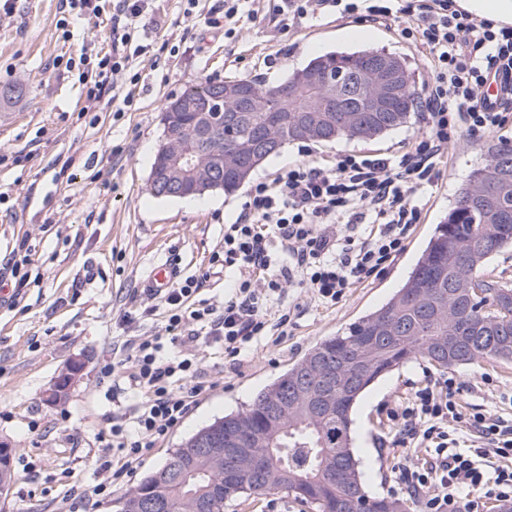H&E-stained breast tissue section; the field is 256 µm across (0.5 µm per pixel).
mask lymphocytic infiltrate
I'll return each instance as SVG.
<instances>
[{
	"mask_svg": "<svg viewBox=\"0 0 512 512\" xmlns=\"http://www.w3.org/2000/svg\"><path fill=\"white\" fill-rule=\"evenodd\" d=\"M152 0H112V48L97 55L68 57L78 70L86 111L104 96L119 111L134 110L126 93L137 84L133 60L152 52L135 44L140 21ZM406 18L401 37L426 52L430 79L421 103L426 126L402 156L338 154L334 169L308 162L289 166L273 180L252 186L236 220L224 227V249L214 262L236 272L222 306L200 299L206 275L175 281L163 298L165 333L139 338L104 366L107 375L128 373L143 399L117 412L107 430L108 445L122 464L87 497L110 494L145 452L177 427L209 387L197 357L199 345L218 343L236 361L262 340L284 339L292 320L282 305L286 288L299 284L326 304L348 288L379 274L406 246L421 219L423 197L439 178V162L461 132L495 130L512 112V26L495 25L461 9L457 0H279L275 14L289 25L321 14L355 16L382 23ZM502 79L503 95L489 101L490 79ZM369 233H361L362 225ZM460 386L451 376L416 386L412 397L388 412L396 448H425L426 466L401 469L396 482L419 497L423 512H445L476 491L495 500L512 498V468H490V455L512 456V422L482 413L464 414Z\"/></svg>",
	"mask_w": 512,
	"mask_h": 512,
	"instance_id": "obj_1",
	"label": "lymphocytic infiltrate"
}]
</instances>
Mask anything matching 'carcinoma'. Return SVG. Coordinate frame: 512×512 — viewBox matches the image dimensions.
Instances as JSON below:
<instances>
[{
    "mask_svg": "<svg viewBox=\"0 0 512 512\" xmlns=\"http://www.w3.org/2000/svg\"><path fill=\"white\" fill-rule=\"evenodd\" d=\"M381 50L330 52L311 60L304 68L282 82L269 85L259 77L223 81L224 86L239 85L259 94L265 112L240 113L233 123V137L244 146L253 143L260 121L273 117L280 122L274 130L277 148L260 160L242 155L238 174H224V193H234L269 157L299 140L287 123L296 116L294 102H285L283 92L295 85L306 72L341 73L345 77L344 102L348 112L335 113L336 124L322 129L313 142L341 139L372 141L404 126L416 107L418 88L415 71L401 59L406 98L394 112H363L359 95L358 69ZM217 88L214 80H204L184 89L179 98L203 101ZM488 160L473 172L462 187L445 221L438 225L405 283L382 307L371 311L340 333L329 336L308 350L301 359L264 387L242 410L215 419L184 439L168 453L164 466L144 475L138 487L155 490L167 501L169 512H198L196 501L188 497L194 485L206 486L224 481L227 463L193 452L186 444L212 435L224 437L244 432L268 434L271 423L262 416L261 404L270 397L314 383L318 376L306 369L315 352L320 351L337 362L355 359L365 350L363 337L388 336L383 344L372 343L365 365L357 373L353 386L340 390L341 406L318 420L312 417L304 399L288 407L284 426L276 434V456L268 469L260 473L238 474L233 491L209 500L208 512H224L231 502L240 504L263 497L261 486L281 490L313 512H351L348 500L357 496L360 512H384L386 503L408 512L407 502L375 496L366 490L358 459L353 452L352 412L362 393L378 378L413 358L426 359L441 368L453 366L452 358L435 360L430 354L433 336L470 337L469 359L511 360L498 346V337H512V284L493 275L487 261L512 245V143L505 140L486 147Z\"/></svg>",
    "mask_w": 512,
    "mask_h": 512,
    "instance_id": "carcinoma-1",
    "label": "carcinoma"
}]
</instances>
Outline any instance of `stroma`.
<instances>
[{"label": "stroma", "instance_id": "1", "mask_svg": "<svg viewBox=\"0 0 512 512\" xmlns=\"http://www.w3.org/2000/svg\"><path fill=\"white\" fill-rule=\"evenodd\" d=\"M0 9V89L23 84L25 96L0 105V265L20 242L31 249L36 276L19 301L0 297V443L13 450L14 481L0 496V512H116L117 499L146 472L159 469L171 448L203 426L240 410L312 346L380 307L406 279L457 190L486 162L487 141H512V121L502 128L463 135L448 148L441 174L426 195L420 224L406 249L377 277L357 283L330 306L308 289L292 285L286 300L295 311L288 336L262 343L229 365L219 345L201 350L200 366L211 387L182 423L146 453L132 476L111 495L86 497L88 486L106 477L100 437L117 408L141 395L128 378L104 376L102 368L123 343L163 333L166 306L149 297L152 269L178 268L179 278L209 272L201 298L221 304L232 278L209 259L224 248V226L234 221L249 186L194 198L156 197L148 191L154 155L162 139L160 113L187 86L211 78L260 77L275 84L327 52L382 49L407 56L418 85L430 77L421 49L405 43L398 24L327 16L288 27L273 18L271 0H261L259 20L242 19L232 37L210 27L205 11L179 14L175 0H157L140 23L145 42L178 46L175 55L138 59L141 78L134 111L114 115L110 98L84 112L77 73L59 57L112 47L111 8L99 15H65L61 0H11ZM68 18V30L58 26ZM414 112L409 123L371 142L342 140L290 144L267 159L254 179H274L288 165L308 161L333 168L338 154L399 156L425 127ZM120 155H113V146ZM81 372L64 390L61 375ZM449 373L463 384L464 413L512 419V360L478 358L441 370L426 360L409 361L371 386L354 410V453L367 490L395 495L399 468L423 462L422 448H395L387 406L404 401L424 376Z\"/></svg>", "mask_w": 512, "mask_h": 512}]
</instances>
